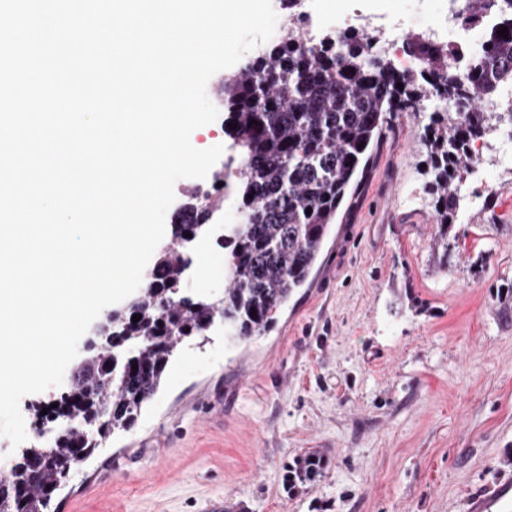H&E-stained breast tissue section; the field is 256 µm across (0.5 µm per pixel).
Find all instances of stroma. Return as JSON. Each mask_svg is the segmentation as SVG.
<instances>
[{
	"instance_id": "stroma-1",
	"label": "stroma",
	"mask_w": 512,
	"mask_h": 512,
	"mask_svg": "<svg viewBox=\"0 0 512 512\" xmlns=\"http://www.w3.org/2000/svg\"><path fill=\"white\" fill-rule=\"evenodd\" d=\"M425 112L374 146L308 284L249 341L181 340L134 426L74 466L52 512H468L512 482V165L485 138L488 188L432 244ZM183 277L224 293V248ZM315 453L322 476L289 491Z\"/></svg>"
}]
</instances>
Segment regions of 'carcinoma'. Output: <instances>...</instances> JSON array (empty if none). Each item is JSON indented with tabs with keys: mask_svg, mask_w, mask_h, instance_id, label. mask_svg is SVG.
Masks as SVG:
<instances>
[{
	"mask_svg": "<svg viewBox=\"0 0 512 512\" xmlns=\"http://www.w3.org/2000/svg\"><path fill=\"white\" fill-rule=\"evenodd\" d=\"M495 0H468L465 22L476 25ZM503 25L487 44L464 54L453 45L430 47L418 35L408 41L425 69L399 71L377 53L373 40L356 31L306 39L293 28L269 50L246 61L221 85L232 140L231 171L240 203L233 231L224 234V296L193 299L182 290L189 260L176 246L160 253L148 284L124 313L112 315L110 354H93L76 372L72 390L51 408V421L83 423L54 437L56 455L33 445L21 462L0 477V512H49L66 474L57 460L94 456L110 435L129 428L160 388L179 340L200 335L218 318L244 339L266 333L277 313L314 271L344 200L365 169L370 151L393 121L430 100L494 103L512 85V0ZM402 87H396V84ZM256 124L249 125L250 121ZM489 129L485 112H434L425 127L437 214L434 246L448 255L459 209L458 185L471 142ZM220 194L196 190L187 203L194 214L177 219L173 238L221 209ZM312 209L306 213V209ZM256 315H251V312ZM139 315L137 322L132 316ZM316 454L288 470L295 489L321 474Z\"/></svg>",
	"mask_w": 512,
	"mask_h": 512,
	"instance_id": "1",
	"label": "carcinoma"
}]
</instances>
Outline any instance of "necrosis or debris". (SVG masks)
Listing matches in <instances>:
<instances>
[{
  "instance_id": "1",
  "label": "necrosis or debris",
  "mask_w": 512,
  "mask_h": 512,
  "mask_svg": "<svg viewBox=\"0 0 512 512\" xmlns=\"http://www.w3.org/2000/svg\"><path fill=\"white\" fill-rule=\"evenodd\" d=\"M415 13L395 9L393 0H340V10L324 13L318 0H306L296 25L308 34L328 29L337 33L354 29L372 38L377 50L393 67L420 72L423 61L406 49V36L419 31L436 44L462 42L482 45L490 30L499 28L502 16L492 11L477 26L465 24L461 9L464 0H416Z\"/></svg>"
}]
</instances>
